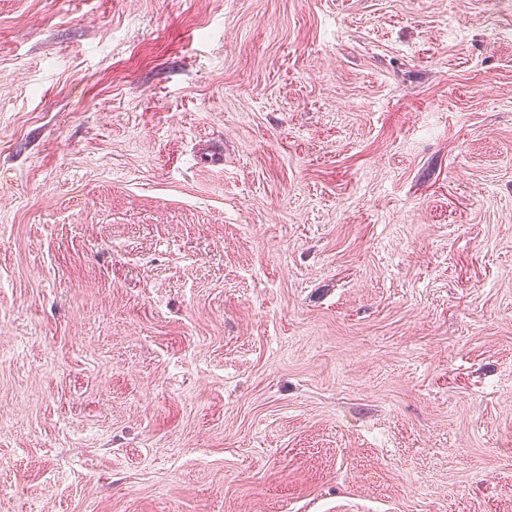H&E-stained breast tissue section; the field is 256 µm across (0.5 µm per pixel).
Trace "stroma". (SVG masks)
Returning a JSON list of instances; mask_svg holds the SVG:
<instances>
[{
    "label": "stroma",
    "mask_w": 512,
    "mask_h": 512,
    "mask_svg": "<svg viewBox=\"0 0 512 512\" xmlns=\"http://www.w3.org/2000/svg\"><path fill=\"white\" fill-rule=\"evenodd\" d=\"M0 512H512V0H0Z\"/></svg>",
    "instance_id": "1"
}]
</instances>
